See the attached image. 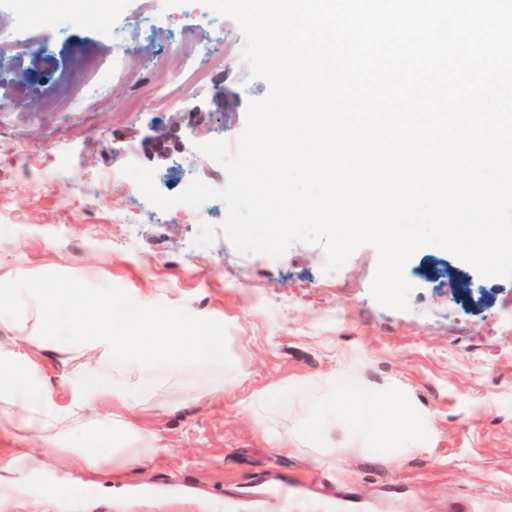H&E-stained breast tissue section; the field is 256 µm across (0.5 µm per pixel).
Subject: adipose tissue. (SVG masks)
Here are the masks:
<instances>
[{
	"instance_id": "ef3b65f1",
	"label": "adipose tissue",
	"mask_w": 512,
	"mask_h": 512,
	"mask_svg": "<svg viewBox=\"0 0 512 512\" xmlns=\"http://www.w3.org/2000/svg\"><path fill=\"white\" fill-rule=\"evenodd\" d=\"M25 321L0 307V325L14 333L0 347V433H23L32 446L12 452L0 467V501L15 495L22 472H49L58 490H66L77 473L111 465L113 475L144 465L163 452L159 434L132 422L140 405L136 389L112 382L102 365L118 362L134 369L142 362H194L212 357L223 345L220 336L201 335L179 317L159 315L150 301L135 312L120 311L100 295H88L93 320L73 323L66 314L67 295L52 286L31 289ZM78 354L84 365L69 374L67 396L58 399L40 365L42 353ZM256 424L278 447L296 449L319 444L318 464L336 463L330 433L343 426L362 442L380 447L420 446L432 427L430 414L409 419L404 398L393 391H371L353 400L323 399L290 419L284 433L267 429L264 416Z\"/></svg>"
}]
</instances>
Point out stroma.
I'll list each match as a JSON object with an SVG mask.
<instances>
[{"mask_svg": "<svg viewBox=\"0 0 512 512\" xmlns=\"http://www.w3.org/2000/svg\"><path fill=\"white\" fill-rule=\"evenodd\" d=\"M53 25L32 29L19 0H0V41L36 37L60 48L93 44L102 52L127 48L136 74L97 98L80 100L65 115L75 135L47 138L56 117L41 101L56 90L38 60L0 70V101L9 102L21 70L31 71L23 113L0 130V283L36 288L43 282L96 293L125 306L150 298L161 314L219 327L224 361L171 363L142 372L119 365L104 375L145 384L144 418L168 451L114 481L111 467L92 478L80 504L48 490L35 494L32 475L19 474L22 490L0 502V512H282L279 487L292 482L324 512H512V280L482 278L447 250L418 249L405 267L410 307L380 306L370 294L378 253L359 247L326 272L322 246L297 243L282 258L238 252L221 230L225 205L206 202L198 217L179 207L159 213L121 169L130 162L154 168L156 188L167 195L198 178L216 187L224 169L197 151L212 137L234 146L249 100L264 97L265 80L251 78L240 58L238 24L215 16L202 0H152L147 24L172 21L196 36L224 31V59L212 80L183 103L128 112L145 95L150 57L142 53V0H116L111 25L86 12L81 0H55ZM232 94L223 123L211 122L217 88ZM201 116L182 129L185 153L158 159L145 142L150 126ZM32 154L28 176L15 173L12 147ZM108 181L99 194L72 199L71 183ZM234 391L209 398L206 387L232 375ZM336 378V395L392 387L433 418L425 444L392 457L357 448L335 467L317 465L311 449L268 443L248 408L251 395L287 381L312 386Z\"/></svg>", "mask_w": 512, "mask_h": 512, "instance_id": "35a3bbf8", "label": "stroma"}]
</instances>
